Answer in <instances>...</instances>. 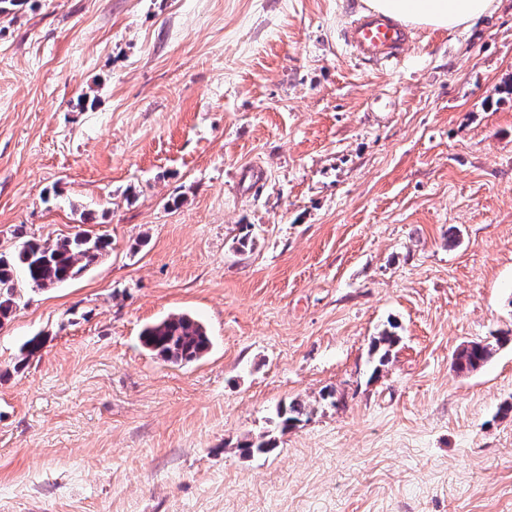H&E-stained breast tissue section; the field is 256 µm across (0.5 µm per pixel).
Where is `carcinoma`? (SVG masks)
Wrapping results in <instances>:
<instances>
[{
  "label": "carcinoma",
  "mask_w": 512,
  "mask_h": 512,
  "mask_svg": "<svg viewBox=\"0 0 512 512\" xmlns=\"http://www.w3.org/2000/svg\"><path fill=\"white\" fill-rule=\"evenodd\" d=\"M107 247L108 242L100 237L78 233L53 244L27 240L10 253L0 252V325L19 306L21 287L36 291L74 280L97 262ZM141 341L161 357L177 363L200 359L211 345L206 327L187 314L172 315L145 327ZM396 342L397 336L388 331L374 341L373 348L381 352L379 364L388 361L390 348ZM490 355L489 345L473 343L470 350L458 353L457 369L474 370ZM311 413L306 404L292 402L278 411L277 416L286 430Z\"/></svg>",
  "instance_id": "obj_1"
}]
</instances>
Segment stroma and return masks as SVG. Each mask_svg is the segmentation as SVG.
I'll return each mask as SVG.
<instances>
[{"mask_svg":"<svg viewBox=\"0 0 512 512\" xmlns=\"http://www.w3.org/2000/svg\"><path fill=\"white\" fill-rule=\"evenodd\" d=\"M363 4L0 22V252L109 243L0 327V512H512V0L393 65L342 38ZM180 313L187 365L140 340ZM141 341L161 357L177 363L200 359L211 345L206 327L187 314L172 315L145 327ZM491 355L490 346L481 343H472L468 351H461L457 355L458 371H471L486 362Z\"/></svg>","mask_w":512,"mask_h":512,"instance_id":"1","label":"stroma"}]
</instances>
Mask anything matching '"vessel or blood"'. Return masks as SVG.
I'll return each instance as SVG.
<instances>
[{
  "instance_id": "obj_1",
  "label": "vessel or blood",
  "mask_w": 512,
  "mask_h": 512,
  "mask_svg": "<svg viewBox=\"0 0 512 512\" xmlns=\"http://www.w3.org/2000/svg\"><path fill=\"white\" fill-rule=\"evenodd\" d=\"M344 39L356 54L372 62H395L411 43L401 22L373 11L357 14L344 31Z\"/></svg>"
}]
</instances>
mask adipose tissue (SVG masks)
<instances>
[{"instance_id":"ef3b65f1","label":"adipose tissue","mask_w":512,"mask_h":512,"mask_svg":"<svg viewBox=\"0 0 512 512\" xmlns=\"http://www.w3.org/2000/svg\"><path fill=\"white\" fill-rule=\"evenodd\" d=\"M372 8L413 25L452 30L472 26L495 0H369Z\"/></svg>"}]
</instances>
